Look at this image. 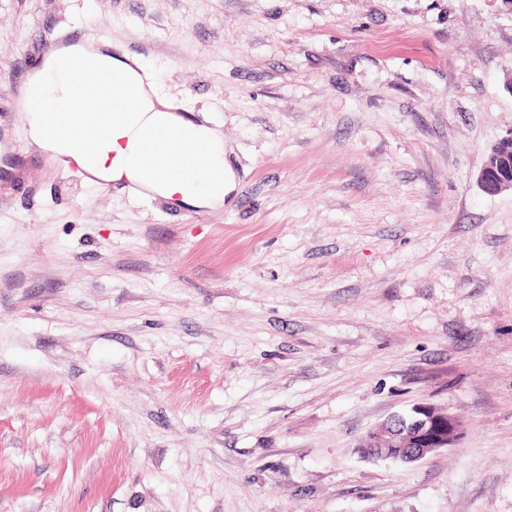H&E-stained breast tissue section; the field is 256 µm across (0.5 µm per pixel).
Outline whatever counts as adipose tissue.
I'll return each mask as SVG.
<instances>
[{"mask_svg":"<svg viewBox=\"0 0 512 512\" xmlns=\"http://www.w3.org/2000/svg\"><path fill=\"white\" fill-rule=\"evenodd\" d=\"M109 42L70 45L58 49L48 60L51 68L79 67L86 54H95L102 67L120 75L116 83L117 93L129 92L132 84L138 83V73L128 63L113 59L108 54ZM70 86L61 84L54 88L51 98L42 111H35L32 103L21 100L22 118L28 139L37 144L52 158H71L84 172L87 183L102 180L123 184L129 192L144 190L146 195L166 198L176 205L198 209L217 210L223 207L226 196L234 190L235 179L227 159L224 134L220 128H204L209 159L218 171L216 181H202L198 186L185 189L174 184L168 187L158 184L149 171H133L112 160V152L118 144L112 135L113 128H122L124 135L137 137L143 129H161L167 132L190 130L193 121L185 114L174 111L169 98L160 96L156 90H142L138 93L136 111L128 116L102 112L88 107L79 112H58L55 100L71 96ZM94 139L100 146L94 157H85L81 151L82 141Z\"/></svg>","mask_w":512,"mask_h":512,"instance_id":"adipose-tissue-1","label":"adipose tissue"}]
</instances>
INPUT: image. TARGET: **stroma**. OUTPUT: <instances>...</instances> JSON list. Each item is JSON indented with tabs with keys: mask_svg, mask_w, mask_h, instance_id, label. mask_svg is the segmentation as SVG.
I'll return each mask as SVG.
<instances>
[{
	"mask_svg": "<svg viewBox=\"0 0 512 512\" xmlns=\"http://www.w3.org/2000/svg\"><path fill=\"white\" fill-rule=\"evenodd\" d=\"M86 11L223 130L222 209L26 142ZM511 131L512 0H0V512H512ZM419 403L455 447L360 458ZM510 156L512 157V131L499 139L481 166L477 180L485 193L495 195L512 189Z\"/></svg>",
	"mask_w": 512,
	"mask_h": 512,
	"instance_id": "1",
	"label": "stroma"
}]
</instances>
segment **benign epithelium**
I'll return each mask as SVG.
<instances>
[{
	"label": "benign epithelium",
	"mask_w": 512,
	"mask_h": 512,
	"mask_svg": "<svg viewBox=\"0 0 512 512\" xmlns=\"http://www.w3.org/2000/svg\"><path fill=\"white\" fill-rule=\"evenodd\" d=\"M512 132L503 136L487 154L477 180L491 195L512 189ZM462 434V424L443 407L424 403L405 414H395L367 431L360 447L368 460L392 459L410 464L442 448L455 446Z\"/></svg>",
	"instance_id": "obj_1"
}]
</instances>
